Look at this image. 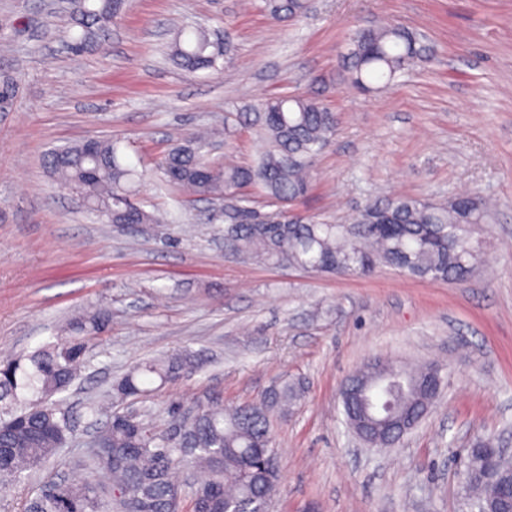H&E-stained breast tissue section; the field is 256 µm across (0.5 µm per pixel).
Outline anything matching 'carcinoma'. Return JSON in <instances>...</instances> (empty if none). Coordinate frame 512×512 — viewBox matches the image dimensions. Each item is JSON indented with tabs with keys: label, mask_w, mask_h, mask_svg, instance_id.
Instances as JSON below:
<instances>
[{
	"label": "carcinoma",
	"mask_w": 512,
	"mask_h": 512,
	"mask_svg": "<svg viewBox=\"0 0 512 512\" xmlns=\"http://www.w3.org/2000/svg\"><path fill=\"white\" fill-rule=\"evenodd\" d=\"M126 0H69L73 25L80 32L66 40L80 54L97 41L100 31L124 10ZM274 21L307 14L308 0H261ZM232 51L200 29L183 26L171 47L174 61L189 71H218ZM414 33L397 25L358 29L344 57L356 87L386 88L422 55ZM259 146L246 166L211 161L206 150L213 137L188 133L166 151L156 170L170 187L199 200L236 199L243 209L238 223L224 226L227 250L250 259L286 262L320 274H369L380 265L430 281H463L478 265L481 252L472 230L487 223L489 203L471 195L444 202L395 196L367 203L351 224H323L312 219L290 222L279 212L258 213L242 194L257 186L272 205L301 200L310 187L317 155L336 132V115L307 96L270 97L245 108ZM45 167L72 190L83 194L88 209L114 213L127 224H158L160 218L128 205L139 173L125 163L120 142L99 139L90 151L80 141L51 150ZM102 306L71 318L64 335L26 357L0 360V478L19 480L47 463L69 445L73 426L56 396L67 392L86 367L90 342L109 325ZM195 365L184 354L152 360L132 368L88 406L94 415L109 411L91 447L78 460L89 479L77 485L65 479L44 483L26 512H100L103 489H130L112 499L113 512H184L176 471L193 465L204 478L190 486L191 512H261L269 505L281 477L278 458L270 457L271 414L299 397L287 385L263 399L225 407L198 404L190 414L178 405L168 410V426L150 424L112 409L114 403L189 374ZM380 370L382 387L360 398L343 397L345 420L357 425L368 444L391 447L397 433L421 400L436 390L439 367L413 369L390 364L368 365L366 375ZM485 441L470 448L462 462L469 512H494L498 486L483 478Z\"/></svg>",
	"instance_id": "cac0c4a2"
}]
</instances>
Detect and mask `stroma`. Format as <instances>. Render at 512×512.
Instances as JSON below:
<instances>
[{
  "mask_svg": "<svg viewBox=\"0 0 512 512\" xmlns=\"http://www.w3.org/2000/svg\"><path fill=\"white\" fill-rule=\"evenodd\" d=\"M383 19L421 37L417 60L387 90L363 92L343 66L353 31ZM193 25L235 54L218 72H187L168 53ZM66 0H0V75L15 97L0 112V352L28 355L70 318L102 305L109 327L65 394L71 445L0 486V512H25L51 478L80 484L96 430L86 409L132 366L188 353L199 369L120 408L231 406L301 385L271 418L282 479L270 512H466L455 455L480 439L512 458V0H314L271 23L245 0H128L97 44L70 53ZM272 95H307L337 116L299 213L348 224L366 202H435L467 193L499 207L475 232L482 258L467 281L318 275L225 252L223 203H188L154 174L187 132ZM110 137L144 171L137 199L166 221L108 224L44 166L53 145ZM244 122L211 155L249 164ZM434 361L441 392L392 448L363 444L340 390L367 360Z\"/></svg>",
  "mask_w": 512,
  "mask_h": 512,
  "instance_id": "1",
  "label": "stroma"
}]
</instances>
